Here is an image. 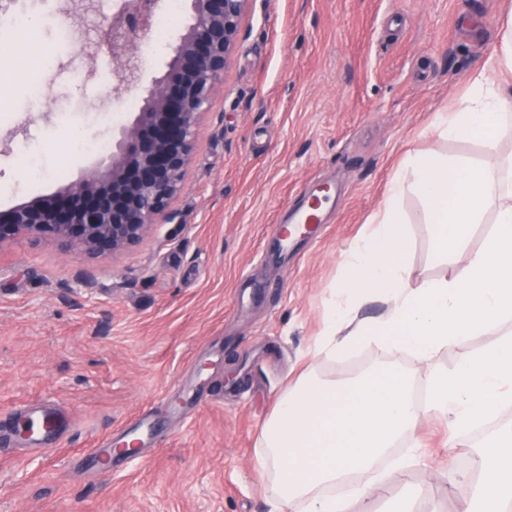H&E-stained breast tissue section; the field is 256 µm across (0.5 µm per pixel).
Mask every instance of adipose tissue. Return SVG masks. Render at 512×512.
Masks as SVG:
<instances>
[{
    "instance_id": "ef3b65f1",
    "label": "adipose tissue",
    "mask_w": 512,
    "mask_h": 512,
    "mask_svg": "<svg viewBox=\"0 0 512 512\" xmlns=\"http://www.w3.org/2000/svg\"><path fill=\"white\" fill-rule=\"evenodd\" d=\"M512 127V89L490 85L475 70L455 106L437 113L443 139L488 136ZM512 197V164L449 159L430 148L411 156L392 181L370 231L345 256L346 275L333 288L317 353L336 356L376 344L392 355L410 353L424 365L429 400L416 405L402 374L381 381L366 374L339 387L302 375L276 397L259 438L261 473L273 475L276 512H349L352 501L371 503L383 483L378 462L428 413L449 418L454 429L482 424L512 401V342L466 359L454 373L437 368V352L463 337L479 336L512 314V204L498 208L494 229L475 253L464 279L412 281L406 265L412 220L431 225L439 255L456 249L470 225L480 223L496 193ZM424 205L419 217L401 206L405 194ZM381 299L377 318L357 312ZM475 491H460L459 512H506L512 506V429L472 460ZM356 483L343 496L322 489Z\"/></svg>"
}]
</instances>
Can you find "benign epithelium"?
Masks as SVG:
<instances>
[{"label": "benign epithelium", "mask_w": 512, "mask_h": 512, "mask_svg": "<svg viewBox=\"0 0 512 512\" xmlns=\"http://www.w3.org/2000/svg\"><path fill=\"white\" fill-rule=\"evenodd\" d=\"M164 73L139 82V60L128 51L145 34L161 0H131L109 21L113 76L142 100L133 119L112 134V152L77 182L53 194L0 210V246L22 237L56 240L88 254L120 253L160 220L172 222L201 118L240 34L252 0H187Z\"/></svg>", "instance_id": "1"}]
</instances>
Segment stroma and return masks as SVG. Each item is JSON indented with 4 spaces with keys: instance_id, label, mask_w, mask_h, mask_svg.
<instances>
[{
    "instance_id": "stroma-1",
    "label": "stroma",
    "mask_w": 512,
    "mask_h": 512,
    "mask_svg": "<svg viewBox=\"0 0 512 512\" xmlns=\"http://www.w3.org/2000/svg\"><path fill=\"white\" fill-rule=\"evenodd\" d=\"M112 5L94 0L70 41L56 22L68 0H42L45 25L11 43L0 208L78 180L100 159L90 143L112 137V111L126 121L139 111V96L114 91L112 51L96 41ZM511 10L512 0H253L198 129L174 221L114 255L51 239L0 247V413L47 400L71 423L63 447L22 462L0 456V512H270L276 487L258 472L257 441L275 396L305 368L343 383L394 367L425 388L415 356L367 345L341 362L315 346L344 255L407 155L434 147L482 164L512 156V132L445 140L432 127L474 68L496 85L512 77L494 63ZM46 45L55 53L37 103L24 71ZM75 129L87 149H70ZM326 183L322 224L283 244L279 226ZM492 220L485 213L444 260L428 226L412 224L413 279H463ZM509 340L512 316L435 362L451 373ZM143 417L152 434L139 459L112 462L105 477L96 462H76ZM476 446L454 440L446 421L423 418L393 450L416 462L383 468L379 512L408 496L420 512H457L443 479L464 482Z\"/></svg>"
}]
</instances>
